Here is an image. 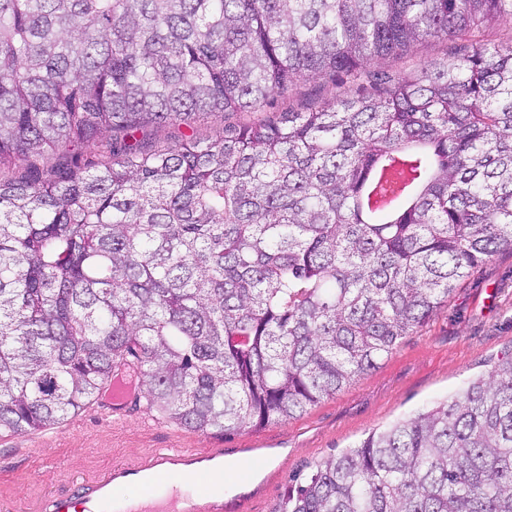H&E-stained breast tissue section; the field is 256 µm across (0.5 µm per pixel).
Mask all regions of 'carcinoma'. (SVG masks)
<instances>
[{
	"label": "carcinoma",
	"instance_id": "obj_1",
	"mask_svg": "<svg viewBox=\"0 0 512 512\" xmlns=\"http://www.w3.org/2000/svg\"><path fill=\"white\" fill-rule=\"evenodd\" d=\"M512 0H0V436L125 385L228 434L377 367L512 248ZM451 59L369 69L429 41ZM341 92L224 137L149 126ZM111 157L74 158L105 133ZM274 512H512V354ZM315 82H301L289 88L281 97H277L273 108L274 112H288V107H296L298 103L307 98L315 88ZM150 133L151 137L157 144L173 145L181 142V140L184 139V135H191L192 131L177 122L166 124L159 128H154Z\"/></svg>",
	"mask_w": 512,
	"mask_h": 512
}]
</instances>
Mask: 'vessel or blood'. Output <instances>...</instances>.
I'll list each match as a JSON object with an SVG mask.
<instances>
[{
    "instance_id": "b4317fda",
    "label": "vessel or blood",
    "mask_w": 512,
    "mask_h": 512,
    "mask_svg": "<svg viewBox=\"0 0 512 512\" xmlns=\"http://www.w3.org/2000/svg\"><path fill=\"white\" fill-rule=\"evenodd\" d=\"M223 469V449L161 448L139 462L75 481L66 494L46 498L40 512H113L118 491L130 487L144 494L123 512H224V491L211 482ZM187 482L195 484L194 493L179 492Z\"/></svg>"
}]
</instances>
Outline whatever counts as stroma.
Masks as SVG:
<instances>
[{
    "label": "stroma",
    "instance_id": "1",
    "mask_svg": "<svg viewBox=\"0 0 512 512\" xmlns=\"http://www.w3.org/2000/svg\"><path fill=\"white\" fill-rule=\"evenodd\" d=\"M452 51V45L431 41L409 54L380 59L373 68L408 73ZM508 352L510 248L472 269L445 306L375 369L300 416L220 435L193 432L170 420L147 426L134 405L117 421L88 407L53 429L0 437V512H34L38 499L66 493L71 479L134 462L159 448L183 447L225 450L226 512H273L294 476L307 474L310 466L370 432L460 392ZM244 448L265 449L261 474H254L253 463L242 458Z\"/></svg>",
    "mask_w": 512,
    "mask_h": 512
}]
</instances>
